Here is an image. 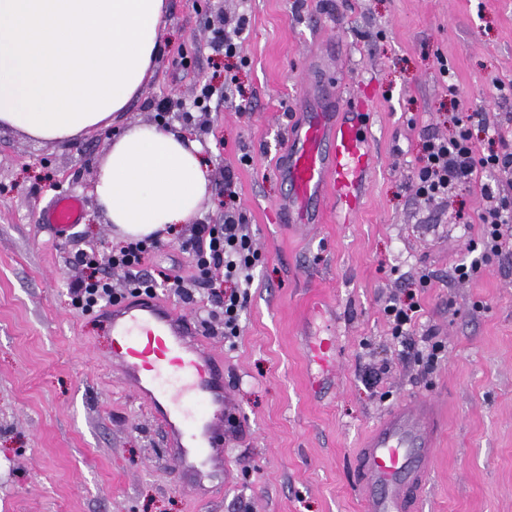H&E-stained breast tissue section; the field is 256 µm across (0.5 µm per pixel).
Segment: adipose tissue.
<instances>
[{
    "mask_svg": "<svg viewBox=\"0 0 512 512\" xmlns=\"http://www.w3.org/2000/svg\"><path fill=\"white\" fill-rule=\"evenodd\" d=\"M165 17V0H0V129L63 146L113 123L155 73ZM93 194L116 240H165L199 216L210 166L181 127L131 122Z\"/></svg>",
    "mask_w": 512,
    "mask_h": 512,
    "instance_id": "ef3b65f1",
    "label": "adipose tissue"
}]
</instances>
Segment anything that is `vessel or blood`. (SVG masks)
I'll return each instance as SVG.
<instances>
[{
  "mask_svg": "<svg viewBox=\"0 0 512 512\" xmlns=\"http://www.w3.org/2000/svg\"><path fill=\"white\" fill-rule=\"evenodd\" d=\"M376 164L358 122L316 110L295 123L279 163L292 190L278 204L284 221L307 231L322 223L323 193L343 204V221L357 223L361 190ZM83 204L57 198L43 219L59 233L79 223ZM111 363L125 386L148 404L183 485L208 495L224 477V363L202 338L200 325L157 298H136L109 311ZM336 339L319 338L310 348L321 370L333 367ZM439 433L433 402L393 407L371 432L359 458L364 512H414Z\"/></svg>",
  "mask_w": 512,
  "mask_h": 512,
  "instance_id": "1",
  "label": "vessel or blood"
}]
</instances>
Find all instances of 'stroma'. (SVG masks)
I'll use <instances>...</instances> for the list:
<instances>
[{
  "label": "stroma",
  "instance_id": "1",
  "mask_svg": "<svg viewBox=\"0 0 512 512\" xmlns=\"http://www.w3.org/2000/svg\"><path fill=\"white\" fill-rule=\"evenodd\" d=\"M156 72L122 121L180 124L201 142L212 193L198 222L224 221V177L261 257L241 332L224 339L221 274L203 286L181 248L186 224L143 269L171 279L160 299L195 317L224 360V486L182 488L160 428L112 367L106 311L74 306L87 276L79 252L106 261L112 227L92 194L115 136L105 127L53 147L0 130V512H363L355 460L362 439L399 402L436 400L437 454L416 512H512V253L483 255L480 210L512 168L425 199L407 190L428 136L457 112L483 148L512 143V0H166ZM245 18L237 57L211 38ZM206 104L195 106L201 87ZM337 112L372 105L377 164L358 223L304 232L280 223L288 185L277 166L306 99ZM83 201L66 235L41 221L59 196ZM480 259L472 278L458 263ZM415 293L418 325L391 335L388 301ZM335 332L336 375L308 389V343ZM443 351L428 360L425 334Z\"/></svg>",
  "mask_w": 512,
  "mask_h": 512
}]
</instances>
